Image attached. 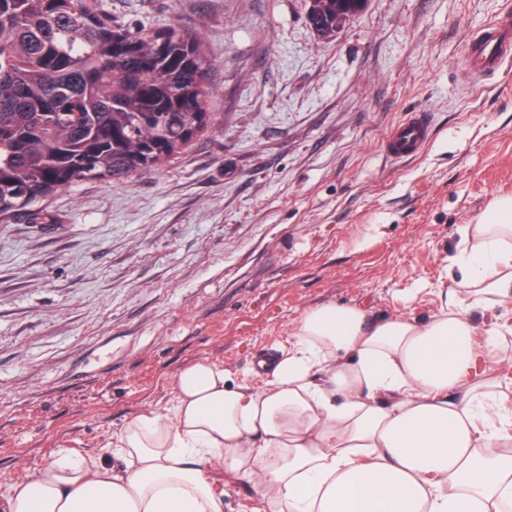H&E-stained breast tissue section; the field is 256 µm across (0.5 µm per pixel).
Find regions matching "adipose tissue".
Here are the masks:
<instances>
[{"label":"adipose tissue","mask_w":512,"mask_h":512,"mask_svg":"<svg viewBox=\"0 0 512 512\" xmlns=\"http://www.w3.org/2000/svg\"><path fill=\"white\" fill-rule=\"evenodd\" d=\"M461 233L469 305L512 298V197ZM267 362L257 392L207 361L176 379L171 413L128 421L95 458L66 451L6 494L7 512H223L197 462L252 484L268 512H504L512 505V412L496 368L498 327L458 301L429 320L376 321L326 304Z\"/></svg>","instance_id":"ef3b65f1"}]
</instances>
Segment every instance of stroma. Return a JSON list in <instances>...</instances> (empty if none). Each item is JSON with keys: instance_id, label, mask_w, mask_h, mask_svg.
Returning a JSON list of instances; mask_svg holds the SVG:
<instances>
[{"instance_id": "stroma-1", "label": "stroma", "mask_w": 512, "mask_h": 512, "mask_svg": "<svg viewBox=\"0 0 512 512\" xmlns=\"http://www.w3.org/2000/svg\"><path fill=\"white\" fill-rule=\"evenodd\" d=\"M507 2L368 0L322 40L306 0H97L201 40L211 125L130 181L0 214V493L169 412L193 362L262 389L256 360L314 307L438 312L460 228L512 197V62L489 78L464 58ZM418 110L432 141L390 159L384 139Z\"/></svg>"}]
</instances>
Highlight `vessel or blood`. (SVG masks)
<instances>
[{
    "instance_id": "b4317fda",
    "label": "vessel or blood",
    "mask_w": 512,
    "mask_h": 512,
    "mask_svg": "<svg viewBox=\"0 0 512 512\" xmlns=\"http://www.w3.org/2000/svg\"><path fill=\"white\" fill-rule=\"evenodd\" d=\"M464 54L468 70L475 75L492 77L499 74L507 60L512 59V13L498 14L488 25L472 34ZM433 125L424 111L409 113L383 143L385 154L394 160L417 155L430 141Z\"/></svg>"
}]
</instances>
